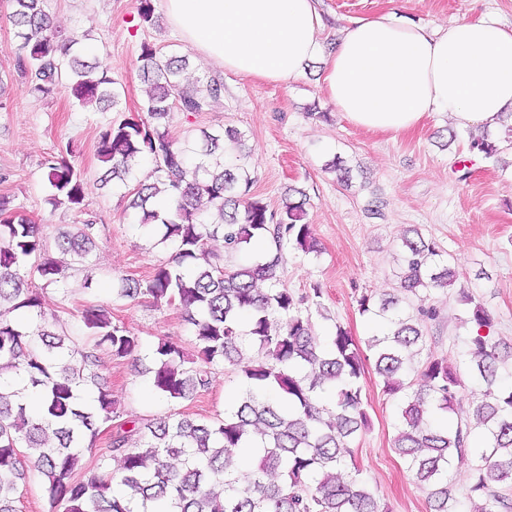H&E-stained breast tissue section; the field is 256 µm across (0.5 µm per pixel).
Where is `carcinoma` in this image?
I'll return each mask as SVG.
<instances>
[{"label": "carcinoma", "mask_w": 512, "mask_h": 512, "mask_svg": "<svg viewBox=\"0 0 512 512\" xmlns=\"http://www.w3.org/2000/svg\"><path fill=\"white\" fill-rule=\"evenodd\" d=\"M7 20L17 29V70L30 92L47 97L63 86L81 105L110 102L118 95L107 70L73 55L79 44L58 39L43 0H10ZM144 78L151 84L149 120L126 117L100 135L96 152L101 181L126 182L140 159L150 156L163 188L140 185L131 203L140 223L159 225L161 242L174 244V258L158 265L145 282L122 278L112 291L120 298L148 296L177 305L192 325L193 354L174 342H158L145 358L151 389L169 403L193 400L208 390L218 365L243 375L244 388L224 415L194 418L179 412L153 418L127 415L100 381L103 357L140 356V337L112 322L103 306H89L80 322V342L46 323L42 298L31 288L64 283L71 263L86 280L96 267L92 220L59 232L56 245L71 262L46 255L43 225L9 212L0 199V512H17L19 484L28 463L43 481L47 512H384L361 478L352 444L370 427L361 379L365 357L350 331L337 325L329 341L314 336L310 307L320 305L319 288L296 295L279 284L282 249L321 253L313 226L304 222L305 193L273 212L251 194L244 135L235 128L203 133L191 148L169 136L165 121L173 108L204 112L220 96L215 79L184 82L185 55H166L141 45ZM501 147L474 140L471 151L486 159L512 148V124ZM53 205L78 208L85 181L63 155L45 162ZM168 195L161 212L151 199ZM220 237L227 254L243 253L264 240L268 248L251 263L224 266V256L205 249ZM402 267L395 293L379 300L363 294V315L388 321L389 330L369 337L374 370L383 391L400 396V423L392 447L431 502L433 512H458L448 487V469L468 467L471 492L489 498L475 512H512L493 490L512 483V388L501 385L512 346L492 340V314L467 291L459 293L463 323L472 337L460 367L429 357L416 377L412 360L423 351V321L437 310L413 314L405 304L419 292L452 286L453 259L417 229L402 238ZM266 282L261 290L257 283ZM476 388L462 407L465 381ZM108 448L98 467L82 466V449L102 432ZM120 457V469L111 468ZM349 470L340 479L336 471Z\"/></svg>", "instance_id": "carcinoma-1"}]
</instances>
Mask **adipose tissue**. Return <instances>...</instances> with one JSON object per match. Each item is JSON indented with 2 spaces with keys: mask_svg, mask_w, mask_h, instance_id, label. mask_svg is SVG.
Wrapping results in <instances>:
<instances>
[{
  "mask_svg": "<svg viewBox=\"0 0 512 512\" xmlns=\"http://www.w3.org/2000/svg\"><path fill=\"white\" fill-rule=\"evenodd\" d=\"M186 46L245 78L285 83L311 61L338 112L374 133L416 130L431 112L500 129L512 112V28L477 18L444 30L393 11L353 22L325 51L317 0H165Z\"/></svg>",
  "mask_w": 512,
  "mask_h": 512,
  "instance_id": "obj_1",
  "label": "adipose tissue"
}]
</instances>
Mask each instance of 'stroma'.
I'll return each instance as SVG.
<instances>
[{
    "label": "stroma",
    "mask_w": 512,
    "mask_h": 512,
    "mask_svg": "<svg viewBox=\"0 0 512 512\" xmlns=\"http://www.w3.org/2000/svg\"><path fill=\"white\" fill-rule=\"evenodd\" d=\"M138 0H45L44 6L61 37L87 33L94 56L115 81L117 108L83 107L65 90L46 98L31 95L15 75V31L7 21V0H0V197L13 211L45 225L48 237L93 216L97 265L92 284H85L81 266H74L64 284L47 287L42 303L46 321L81 335L80 312L105 306L114 323L140 336L144 349L166 339L190 347L191 332L182 311L155 305L151 298L118 299L112 285L120 278L148 279L155 267L168 262L173 245L157 244L142 227L128 197L138 184L155 180L154 165L143 159L125 185L100 186L102 164L96 144L102 130L119 116L141 115L149 86L143 80L140 46L148 42L163 53L188 54L167 15L164 0H153V24L140 25ZM396 8L399 14L438 30L483 15L512 26V0H318L325 25L326 50H333L338 31L358 19ZM321 62L307 65L286 83L252 80L203 61L190 73L214 78L223 86L208 110L194 114L172 111L170 136L193 140L201 131L233 127L244 133L251 192L269 210H281L289 187L303 189L309 202L307 221L314 227L322 253L307 256L284 247L279 285L294 294L318 287L321 306L312 313L319 338L334 326L350 329L364 342L374 323L358 311L361 294L390 293L396 285V250L409 227L435 239L454 259L459 276L450 288L430 297H410L406 307L438 310L425 325L424 352L456 365L463 358L468 332L460 325L459 291L465 290L493 315L491 334L512 343V154L495 163L471 155V132L448 138V116L433 112L417 131L372 133L346 121L322 90ZM322 118L309 116L310 108ZM69 146L68 161L83 172L82 211L52 207L45 161ZM341 157L353 179L344 185L326 165ZM100 373L124 409L149 418L170 409L209 418L223 413L243 389L239 370L215 367L207 391L171 406L158 398L131 360L104 361ZM368 398L369 430L353 445L363 479L388 512H431L426 493L392 447L399 401L384 393L373 368L361 380Z\"/></svg>",
    "instance_id": "1"
}]
</instances>
